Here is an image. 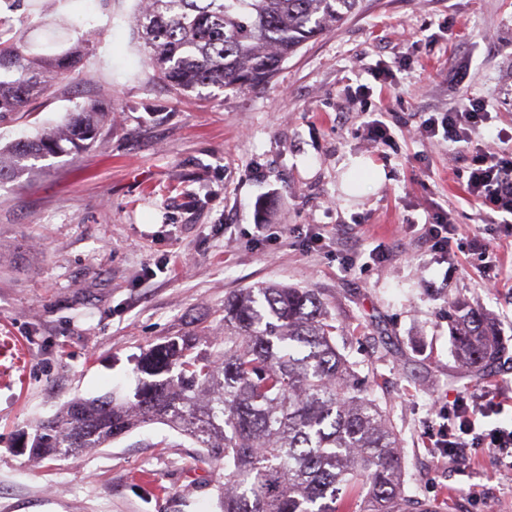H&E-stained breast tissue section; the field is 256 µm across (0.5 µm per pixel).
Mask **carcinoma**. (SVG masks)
Instances as JSON below:
<instances>
[{"instance_id":"1","label":"carcinoma","mask_w":512,"mask_h":512,"mask_svg":"<svg viewBox=\"0 0 512 512\" xmlns=\"http://www.w3.org/2000/svg\"><path fill=\"white\" fill-rule=\"evenodd\" d=\"M359 0H149L135 15L147 64L173 87L248 89L279 71L304 43L326 33ZM82 49L52 57L27 51L0 21V118L22 112L53 78L76 69ZM112 107L92 106L59 131L0 151V180L24 163L94 143ZM453 346L465 365L496 353L494 332L466 303ZM340 327L315 291L245 288L224 300V339L208 354L195 340L149 350L134 401L78 398L36 422L35 459L103 448L143 425L162 423L224 466L221 512H429L402 491L398 437L385 411L353 382L336 346ZM366 494H361V491Z\"/></svg>"}]
</instances>
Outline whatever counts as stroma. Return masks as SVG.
Segmentation results:
<instances>
[{"instance_id": "1", "label": "stroma", "mask_w": 512, "mask_h": 512, "mask_svg": "<svg viewBox=\"0 0 512 512\" xmlns=\"http://www.w3.org/2000/svg\"><path fill=\"white\" fill-rule=\"evenodd\" d=\"M140 0H0L33 52L83 48L72 76L0 120V145L112 107L88 148L0 182V512H219L224 470L161 423L105 448L32 459L23 436L77 397L132 392L143 354L224 335V300L261 284L310 288L344 332L336 345L400 438L402 490L439 512H504L512 478L476 451L460 470L429 430L461 395L512 384V288H489L472 237H496L456 176L466 159L421 124L465 95L492 104L479 142L512 134V0H360L256 89L181 93L144 61ZM390 69L382 85L375 69ZM390 137L373 141L372 120ZM385 180L346 194L349 158ZM462 226L437 259L420 227ZM467 301L505 351L487 369L456 360L448 309ZM484 494L471 499L470 485Z\"/></svg>"}]
</instances>
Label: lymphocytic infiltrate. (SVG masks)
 Returning a JSON list of instances; mask_svg holds the SVG:
<instances>
[{
  "instance_id": "lymphocytic-infiltrate-1",
  "label": "lymphocytic infiltrate",
  "mask_w": 512,
  "mask_h": 512,
  "mask_svg": "<svg viewBox=\"0 0 512 512\" xmlns=\"http://www.w3.org/2000/svg\"><path fill=\"white\" fill-rule=\"evenodd\" d=\"M491 119L488 103L478 98H464L437 117H429L423 123L424 131L432 137L458 144L468 154L467 179L464 184L468 198L487 208V217L500 229L496 244L473 238L470 249L486 276L489 287H497L501 260L512 249V154L485 152L477 148L474 139ZM512 403V392L497 384L484 387L473 399H460L458 425L441 428L435 442L442 457L448 458L460 468H468L472 458L468 451L482 448L507 461L512 470V429L495 427L477 428L475 419L488 415L489 411L503 409Z\"/></svg>"
}]
</instances>
